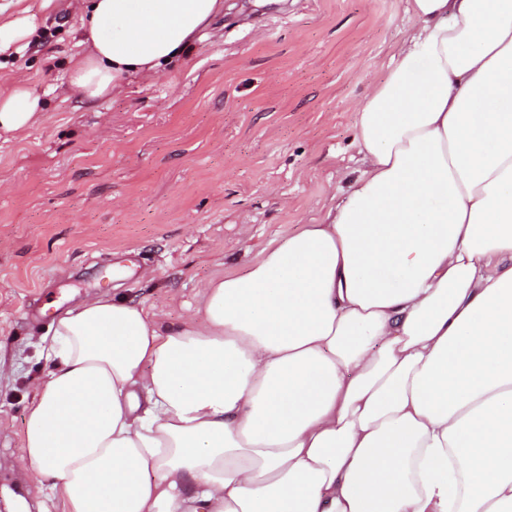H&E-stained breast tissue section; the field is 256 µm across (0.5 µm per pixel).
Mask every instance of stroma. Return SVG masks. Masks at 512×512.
<instances>
[{
  "instance_id": "35a3bbf8",
  "label": "stroma",
  "mask_w": 512,
  "mask_h": 512,
  "mask_svg": "<svg viewBox=\"0 0 512 512\" xmlns=\"http://www.w3.org/2000/svg\"><path fill=\"white\" fill-rule=\"evenodd\" d=\"M80 0H0L36 16L0 49V84L44 104L0 138V512H63L23 459L53 319L112 289L178 322L210 279L317 218L361 165L358 109L414 25L406 0H224L174 68L88 100Z\"/></svg>"
}]
</instances>
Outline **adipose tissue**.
<instances>
[{
    "label": "adipose tissue",
    "instance_id": "1",
    "mask_svg": "<svg viewBox=\"0 0 512 512\" xmlns=\"http://www.w3.org/2000/svg\"><path fill=\"white\" fill-rule=\"evenodd\" d=\"M344 194L177 323L59 315L22 438L65 512H512V0H407ZM224 0H86L84 98ZM44 118L0 86V134Z\"/></svg>",
    "mask_w": 512,
    "mask_h": 512
}]
</instances>
